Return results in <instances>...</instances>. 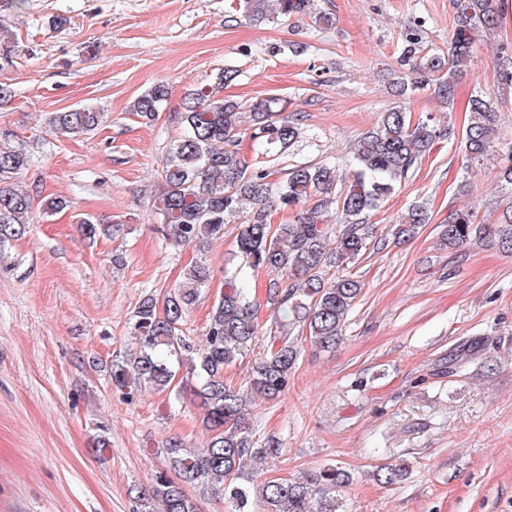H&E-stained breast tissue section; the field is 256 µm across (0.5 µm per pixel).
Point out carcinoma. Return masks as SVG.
Wrapping results in <instances>:
<instances>
[{
    "mask_svg": "<svg viewBox=\"0 0 512 512\" xmlns=\"http://www.w3.org/2000/svg\"><path fill=\"white\" fill-rule=\"evenodd\" d=\"M311 2L242 0V9L249 20L260 24L273 14L307 11ZM453 5L457 28L448 44V57L423 53L421 23L406 31L400 62L407 71L392 79L398 95L431 86L453 109L455 86L442 75L446 63L459 70L471 61L472 31L480 26L494 28L504 0H453ZM497 60L501 83L512 87V48L500 47ZM168 98V87L158 84L135 98L132 112L152 121ZM281 111L277 98L255 102L245 111L241 104L216 97L214 88L204 85L189 93L185 111L178 113L182 132L169 148L163 170L166 191L160 199L158 231L167 244L179 248L224 236V225L237 215L245 216V221L237 237L239 265L224 278L203 343L196 345L183 331L189 308L211 280L209 267L200 262L190 266L183 281L162 298L149 296L140 302L132 331L136 348L115 364L112 379L120 388L131 392L149 388L177 399L186 395L196 399L210 432L203 448H185L178 442L165 448L178 480L157 473L138 497L137 512H156L157 504L161 512H198L196 502L185 492L186 484L223 494L234 512H345L339 492L352 476L339 463L296 479L257 481L254 473L246 471V462L279 454L276 442L259 446L253 441L246 427V407L256 399H274L285 390L303 342L327 351L341 339L363 287L350 272L328 279L326 269L346 267L368 247H379L374 239L376 225L368 223L370 212L408 180L441 132L427 121H412L410 113L395 106L359 138L349 174L329 162L293 166L285 178L271 181L266 168L250 167L241 152L242 117L250 118L252 137L259 141L262 154L278 159L300 138L298 120L280 116ZM469 112L460 146L470 166L489 155L498 110L490 97L480 93L469 99ZM101 122V113L86 108L55 112L48 119L52 128L69 135L91 132ZM30 165L24 149L0 147V250L23 236L30 224L33 197L19 186L21 174ZM272 197L298 209L294 222H271L268 200ZM331 210L341 217L336 231L326 224ZM428 219L425 204L412 205L396 225L395 237L413 235ZM80 228L88 238L124 231L119 224L103 226L88 219ZM490 236L512 252V202L495 224L476 222L471 208L458 209L444 231L450 249ZM260 271L276 274L288 285L277 281L269 286L268 353L252 368L243 391L224 381V367L233 364L259 334L260 305L244 287L243 278ZM474 350L471 345L464 347L443 369L450 376L458 373ZM404 476V470L392 464L378 467L375 473L377 482L386 486L400 483Z\"/></svg>",
    "mask_w": 512,
    "mask_h": 512,
    "instance_id": "cac0c4a2",
    "label": "carcinoma"
}]
</instances>
